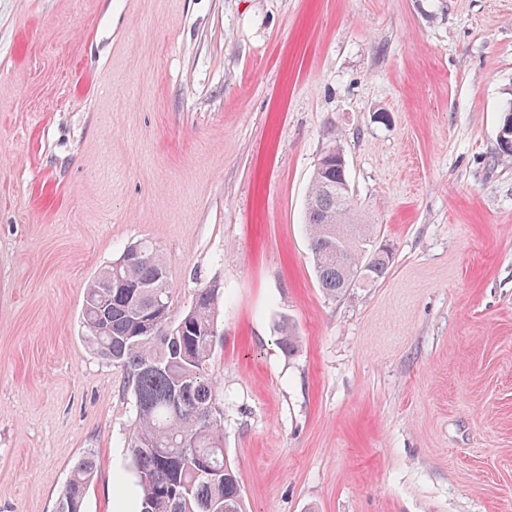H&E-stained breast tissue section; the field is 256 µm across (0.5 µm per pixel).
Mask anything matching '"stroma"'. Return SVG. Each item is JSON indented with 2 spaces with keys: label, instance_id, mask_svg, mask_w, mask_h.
<instances>
[{
  "label": "stroma",
  "instance_id": "1",
  "mask_svg": "<svg viewBox=\"0 0 512 512\" xmlns=\"http://www.w3.org/2000/svg\"><path fill=\"white\" fill-rule=\"evenodd\" d=\"M512 0H0V512L136 488L84 288L128 246L211 370L246 512H512ZM341 144L384 278L330 298L305 227ZM293 325L301 343L278 338ZM95 456L90 450L76 463L58 498L56 512H83L84 500L95 473Z\"/></svg>",
  "mask_w": 512,
  "mask_h": 512
}]
</instances>
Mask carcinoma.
I'll return each mask as SVG.
<instances>
[{"instance_id": "obj_1", "label": "carcinoma", "mask_w": 512, "mask_h": 512, "mask_svg": "<svg viewBox=\"0 0 512 512\" xmlns=\"http://www.w3.org/2000/svg\"><path fill=\"white\" fill-rule=\"evenodd\" d=\"M343 155L339 144L323 153L305 211L315 277L331 298L380 280L390 265L389 255L372 254L373 225L353 218ZM136 250L140 259L117 261L87 284L81 323L88 347L123 370V390L134 399L127 448L137 512H245L224 455V407L209 370L220 291L198 289L175 316L165 262L146 242L127 252ZM95 468L89 450L69 472L56 512H83Z\"/></svg>"}]
</instances>
